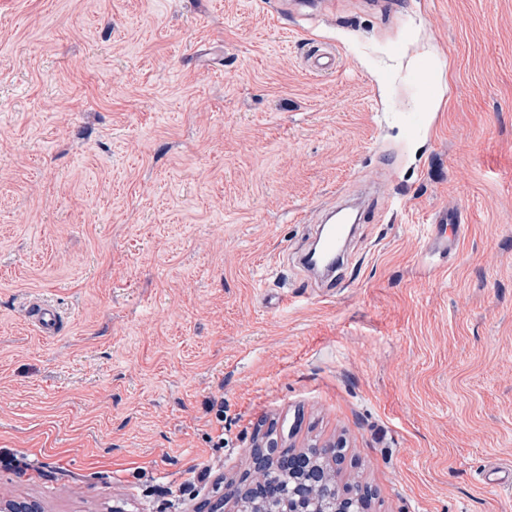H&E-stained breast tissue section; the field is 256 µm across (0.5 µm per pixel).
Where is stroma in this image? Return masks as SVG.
Instances as JSON below:
<instances>
[{"mask_svg": "<svg viewBox=\"0 0 512 512\" xmlns=\"http://www.w3.org/2000/svg\"><path fill=\"white\" fill-rule=\"evenodd\" d=\"M288 2L0 0L1 504L193 512L273 438L365 512H512V0ZM373 184L325 288L310 220ZM307 40H310L306 43L309 45V49L305 56L308 70L320 77L334 75L338 60L336 49L332 46H323L311 39ZM424 102L425 101L421 102L418 109L419 112H412L407 116L406 133L410 137H420L426 132L431 131L433 127L432 117L428 114V112H422ZM462 215L459 207L449 206L434 222L431 247L439 253L450 254L456 249ZM444 225H448L445 227ZM448 230V233H447ZM38 333L42 336H55L59 332L61 316L57 309L45 300H37L29 305ZM336 448L339 447L333 444L325 446L324 448H315V451L323 454L329 462L330 468L325 471L331 474L333 477V484L330 492L336 494L338 499V507L336 508V512H348V505L354 496H352L350 492L345 489V487L341 489L336 480V454L338 455V458H341V452H336Z\"/></svg>", "mask_w": 512, "mask_h": 512, "instance_id": "obj_1", "label": "stroma"}]
</instances>
